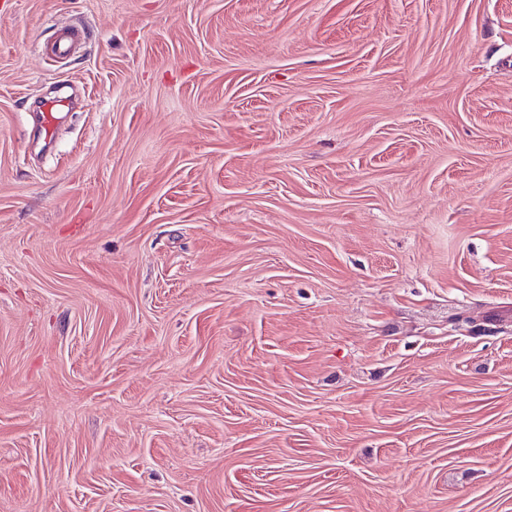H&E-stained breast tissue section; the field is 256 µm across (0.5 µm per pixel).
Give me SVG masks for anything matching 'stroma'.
<instances>
[{
    "instance_id": "obj_1",
    "label": "stroma",
    "mask_w": 512,
    "mask_h": 512,
    "mask_svg": "<svg viewBox=\"0 0 512 512\" xmlns=\"http://www.w3.org/2000/svg\"><path fill=\"white\" fill-rule=\"evenodd\" d=\"M0 512H512V0H0Z\"/></svg>"
}]
</instances>
